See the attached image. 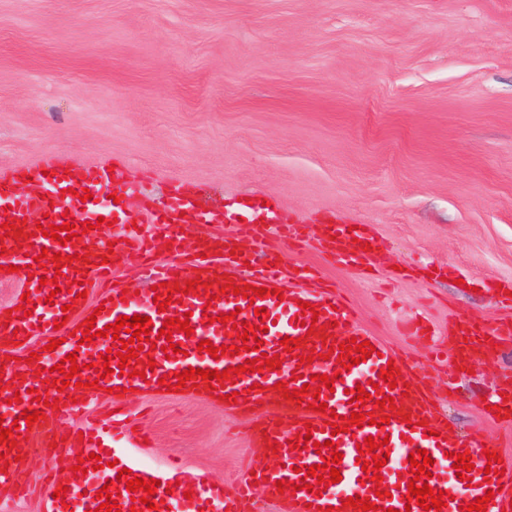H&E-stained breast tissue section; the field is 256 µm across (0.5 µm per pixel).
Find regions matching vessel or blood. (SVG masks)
Returning <instances> with one entry per match:
<instances>
[{"instance_id": "vessel-or-blood-1", "label": "vessel or blood", "mask_w": 512, "mask_h": 512, "mask_svg": "<svg viewBox=\"0 0 512 512\" xmlns=\"http://www.w3.org/2000/svg\"><path fill=\"white\" fill-rule=\"evenodd\" d=\"M89 190L91 197L83 201L77 198L79 190ZM137 192L121 169H109L107 163L100 164H55L51 173H44L42 164H34L19 170L0 172V224L14 220L22 221L23 240L7 238L0 234V265L19 264V277L25 278L29 291L32 315L23 310L6 314L0 312V345L10 339L25 341L26 337L60 340L61 345L53 351L43 353L38 362L44 368L60 363L69 354H76L82 369L78 385L59 392L60 408L42 407L33 401L31 394L21 396L17 411L37 410L41 416L33 426H14L13 416L0 421L4 428H18L20 433L38 436L40 448L27 447L18 442L21 452L19 461L10 462L7 471L0 473V487L18 488L19 470H30L42 466L49 470V477L41 484L39 494L50 507L66 504V512H95L100 501L96 494L104 484L116 479L120 469L126 468L135 478H151L150 470L132 457L129 449L118 443V435L128 431V413L121 410L117 401H109L97 408L89 425L77 429L69 420L77 412L73 397L79 391V384H86V396H98L100 388L114 390L137 386H157L159 378L175 382L179 372L190 368L203 370H224L228 367L245 365L251 354L240 351L228 354V347L236 346L237 325L249 323L267 324L260 350L269 355H279L282 366L279 370L263 368L254 373L237 375L234 381H214L211 386L218 394L236 393L237 404L241 407L260 409L258 425L252 435L261 448L264 462L256 466L254 475L245 476L239 482L227 485L203 481L192 474L180 475L179 486H170L168 479H161L155 494L156 500L172 502L179 500L182 512H254L253 492L262 488L266 497L278 507V512H316L317 508H333L334 512H357L356 508L345 506L346 498L358 495L372 500L381 508H394L395 512H423L420 506H408L406 495L409 484L411 452L427 450L432 462L429 481L433 490L451 493L452 499L441 512H460L466 503L486 496L494 491L487 512H512V460H505L504 474L487 475L488 459L483 451L486 447L481 432H473L468 441L460 442L448 434L445 420L437 413L435 406L421 386L413 384L412 370L405 359L380 339L372 337L360 324L359 317L349 303L332 284L316 285L318 271L310 265L300 266L293 273L287 272L284 264L278 263L275 252H264L247 258L234 254V246L250 241H262L269 237L271 230H278L282 242L295 250L315 246L330 264L366 271L384 260L380 250L363 251L362 243L372 242L373 236L367 225L350 229L348 223L334 219L327 224L306 226L303 224H282L277 219L276 204L263 207L264 221L260 224H238L233 236L209 238L203 241L200 252L187 258H180L183 234L182 216L197 214L201 223L221 224L236 222V214L226 210H203L194 198L171 186L164 207L146 210L145 215L153 226L146 232L136 227V213L128 207V201ZM116 194V202H109V194ZM47 215L51 224L61 226L67 223L92 222L93 230L78 235L66 245L37 235L35 219ZM116 221L121 236L116 243H109L106 224ZM171 249L175 260L149 267L144 278L145 287L140 295L123 296L121 289L110 287L112 272L118 265L127 263L130 256L150 259L157 252ZM84 253L85 261H75L76 253ZM65 255L67 262L63 269H56L52 254ZM42 257V265H35V257ZM234 275V292L222 293L224 275ZM293 275L297 289L285 290L281 284L286 275ZM56 278L60 290L52 292L50 286L40 285V277ZM202 278L208 281L206 293H188L180 303L169 304L166 311H159L154 302L153 287L159 283L168 286H185L188 280ZM266 288L265 298L252 301L239 296L238 290L244 285ZM100 288L105 308L97 318L96 329L115 323L121 316L141 315L150 317L154 329H161L166 319L189 318L191 333H173L174 342L180 343L181 353L165 355L164 339H157L156 349L151 352L156 361L155 369L146 371L141 377L113 373L100 377L97 369L102 366L101 352L109 349L111 338L97 337L92 343L80 344L75 335L77 319L83 303L74 302L75 294L86 288ZM281 288V296H274V288ZM310 302L319 314L316 334H308L302 325L301 302ZM266 308L267 317L255 316L258 308ZM234 313L233 324L218 323L222 313ZM409 334L418 342L437 345L443 356L446 372H453L456 363H463L472 357L491 361L503 350L512 347V322L494 325L470 317L462 322H449L447 337L436 340L435 333L422 321H412ZM301 339L299 355H313V362L298 363V357H291L282 346L284 337ZM210 340L220 347L218 357L198 351L200 341ZM370 342L376 349L367 361L342 370L333 349L349 342ZM393 370L397 387H389L381 381L380 373ZM314 374L338 375L333 389H321L320 400L333 408V415L343 417L351 413L370 414L376 406L375 399L367 402L351 401L348 392L356 385H367L368 381L379 384L381 396L394 400L396 417L390 423L377 425L350 426L345 432L333 433L332 415L309 409L311 395H304L302 401L287 399L290 390L301 389L302 377ZM206 382H199V389H206ZM406 415V422H398V415ZM311 437L313 445L308 449H291L290 441ZM387 440L390 448L389 459L380 473L382 483L365 480L357 458V446L365 438ZM278 441V451L268 450V441ZM322 443V450H315V443ZM342 453L339 465L341 480L322 489L321 493L309 492V485L315 484V477L309 476L311 465L320 463L332 451ZM95 453L115 460V467L103 470L99 475H79L69 478L65 499L54 498L53 493L60 483L54 476V469L71 467L76 463L78 453ZM470 453L473 468L471 483L461 482L453 467L452 453ZM286 480L298 484L295 493H279L277 481ZM384 489L385 497H376V489ZM192 491V498H185V491Z\"/></svg>"}]
</instances>
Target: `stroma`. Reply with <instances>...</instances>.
<instances>
[{
    "label": "stroma",
    "mask_w": 512,
    "mask_h": 512,
    "mask_svg": "<svg viewBox=\"0 0 512 512\" xmlns=\"http://www.w3.org/2000/svg\"><path fill=\"white\" fill-rule=\"evenodd\" d=\"M121 163L201 208L270 198L284 224L369 225L371 275L290 253L348 295L408 357L449 432L512 457L486 401L512 351L448 375L400 321L512 320L483 284L512 277V0H0V169ZM164 471L170 456L230 483L259 455L255 417L203 393L125 398Z\"/></svg>",
    "instance_id": "obj_1"
}]
</instances>
